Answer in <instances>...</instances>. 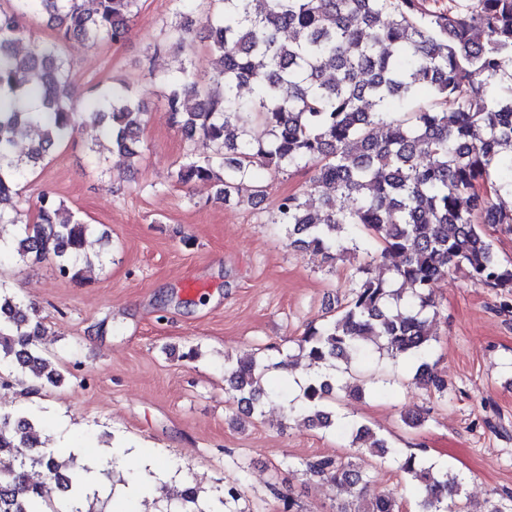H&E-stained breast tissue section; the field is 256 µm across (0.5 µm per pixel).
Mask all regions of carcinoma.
Here are the masks:
<instances>
[{
	"label": "carcinoma",
	"mask_w": 512,
	"mask_h": 512,
	"mask_svg": "<svg viewBox=\"0 0 512 512\" xmlns=\"http://www.w3.org/2000/svg\"><path fill=\"white\" fill-rule=\"evenodd\" d=\"M0 7V224L21 226L12 249L20 258L54 260L76 279L89 226L55 196H39L36 215L23 208L22 181L49 150L76 134L125 158L137 143L146 113L135 88L123 83L81 107L69 77L65 47L72 41L114 42L130 32L139 0H11ZM206 39L211 71L203 79L191 63L152 80L167 86L175 125L207 141L211 152L178 165L179 184H212L216 195L258 198L261 173L285 168L313 172L309 188L282 197L274 223L290 243L334 262L363 246L377 258H399L384 279L359 265L350 274L345 305L298 340L299 354L317 369L289 402V412L312 425L340 431L362 454L394 455L399 470L422 489L419 512L467 509L463 482L416 452L391 448L365 424L346 423L331 408L340 391L363 394L339 362L363 360L374 344L393 359L417 363L416 380L438 397L447 394L427 357L429 323L439 314L432 288L452 272L497 290L512 307V264L500 261L485 226L512 231V210L492 203L512 174V84L498 95L512 67V0H212ZM57 23L56 41L31 42L27 19ZM27 42L21 50L17 43ZM251 96H240L242 87ZM199 98L190 107L187 98ZM259 121L265 140L246 141L235 130ZM38 140L15 151L21 128ZM329 186L334 196L323 188ZM341 206H336V202ZM411 287L402 298L399 286ZM46 332L37 315L0 289V368L18 366L52 385L62 376L36 350ZM267 370L249 357L230 370L233 398L250 417L262 414L259 383ZM35 418L0 413V512H40L39 468L59 490L51 512H93L77 500L79 475L68 474L56 450L34 433ZM306 471L355 491L337 512H400L396 494L367 500L372 468L352 459L320 456ZM173 512H201L191 486L176 495Z\"/></svg>",
	"instance_id": "cac0c4a2"
}]
</instances>
